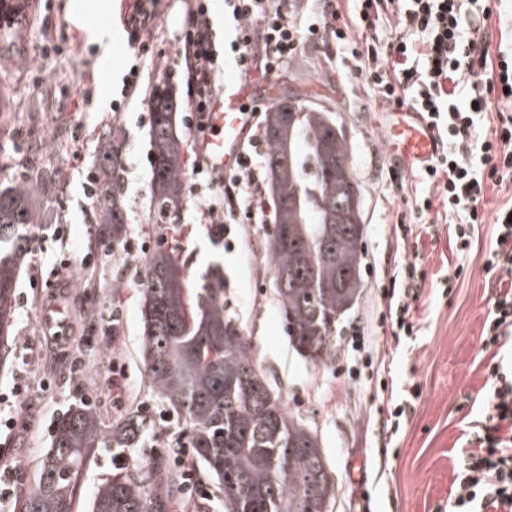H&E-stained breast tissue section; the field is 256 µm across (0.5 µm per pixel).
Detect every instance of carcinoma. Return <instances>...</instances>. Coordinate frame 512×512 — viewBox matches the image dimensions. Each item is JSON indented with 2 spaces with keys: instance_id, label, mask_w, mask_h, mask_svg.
Returning a JSON list of instances; mask_svg holds the SVG:
<instances>
[{
  "instance_id": "carcinoma-1",
  "label": "carcinoma",
  "mask_w": 512,
  "mask_h": 512,
  "mask_svg": "<svg viewBox=\"0 0 512 512\" xmlns=\"http://www.w3.org/2000/svg\"><path fill=\"white\" fill-rule=\"evenodd\" d=\"M146 138L158 205L175 214L184 190L187 142L165 82ZM273 295L288 341L303 358L325 361L346 313L363 288L364 233L350 219L352 185L340 172L348 137L336 113L296 94L263 123ZM102 162L97 223L118 240L127 212L113 187L122 138L115 130L99 147ZM41 187L0 188V364L13 336L11 305L30 227L39 221ZM143 359L150 382L182 417L196 460L218 483L225 512H332L334 480L317 432L288 413L264 375L253 344L224 302V274L215 267L198 282L174 252L159 245L142 271ZM152 426L131 413L111 432L98 414L71 406L54 422L50 446L25 495L22 512H77L80 476L99 448H129ZM167 497L129 471H117L94 493L88 512H163Z\"/></svg>"
}]
</instances>
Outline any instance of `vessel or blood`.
Wrapping results in <instances>:
<instances>
[{
  "label": "vessel or blood",
  "mask_w": 512,
  "mask_h": 512,
  "mask_svg": "<svg viewBox=\"0 0 512 512\" xmlns=\"http://www.w3.org/2000/svg\"><path fill=\"white\" fill-rule=\"evenodd\" d=\"M275 77L259 78L240 76L225 83L224 98L217 104L223 117L220 130L212 143V161L218 168L231 172L238 168L243 158L244 144L254 122L253 108L263 105L273 108L278 99L272 89ZM385 148L397 169L405 170L411 164L423 162L436 154L438 142L432 129L419 113L406 108H396L386 114ZM44 329L54 331L56 340H64L69 330L67 307L60 302L46 307L41 315Z\"/></svg>",
  "instance_id": "obj_1"
}]
</instances>
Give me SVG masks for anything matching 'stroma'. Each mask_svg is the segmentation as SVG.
Listing matches in <instances>:
<instances>
[{
	"label": "stroma",
	"instance_id": "obj_1",
	"mask_svg": "<svg viewBox=\"0 0 512 512\" xmlns=\"http://www.w3.org/2000/svg\"><path fill=\"white\" fill-rule=\"evenodd\" d=\"M91 24L111 29V56H102L84 27L75 25L67 0H25L24 35L0 36V187L47 181L39 201L41 221L29 231L30 248L12 303L14 339L6 367H0V393L21 385L10 405L17 424L0 432V485L9 500L0 512H20L35 471L51 438L54 419L75 404L91 407L104 428L132 411L146 415L152 430L137 447L98 449L81 478L80 503L130 458L147 483L159 479V466L174 468L189 433L181 417L154 390L142 359L141 275L144 255L129 256L103 243L96 206L83 188L86 169L97 167L99 145L120 129L123 148L119 192L127 212L126 236L156 247L152 159L140 98L125 91L137 60L127 44L120 0H84ZM52 36L58 55L39 56L38 42ZM279 92L306 93L314 105L335 112L343 122L350 159L361 189L363 288L325 361L299 356L288 342L273 296L268 229L272 208L264 206L258 224H228L223 239L200 223L190 203L176 217L181 230L171 240L187 274L200 277L220 266L224 297L254 345L270 382L288 411L318 435L335 483L333 512H448L457 450L480 420L486 377L480 334L494 296L483 259L493 227L479 225L473 247L456 250L447 231L438 240L422 234L425 283L412 314L419 331L405 339L403 353L389 325L380 321L381 286L408 255L400 247L394 218L404 204L391 185L384 147L386 108L362 85H350L335 45L322 44L294 57L278 75ZM86 95L80 111L62 104ZM117 101L105 112L102 102ZM82 158H71L72 150ZM68 236L55 238V225ZM89 256L87 266L63 271V256ZM469 272L450 294L438 283L458 264ZM66 289L71 328L63 343L45 335L39 313ZM126 366L125 394L114 403L108 386L113 355ZM419 390L399 432L388 435L382 422L389 398Z\"/></svg>",
	"mask_w": 512,
	"mask_h": 512
}]
</instances>
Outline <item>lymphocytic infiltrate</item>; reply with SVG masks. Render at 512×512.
Returning <instances> with one entry per match:
<instances>
[{
	"instance_id": "obj_1",
	"label": "lymphocytic infiltrate",
	"mask_w": 512,
	"mask_h": 512,
	"mask_svg": "<svg viewBox=\"0 0 512 512\" xmlns=\"http://www.w3.org/2000/svg\"><path fill=\"white\" fill-rule=\"evenodd\" d=\"M210 0H191L174 55L154 45L162 0H134L124 19L129 45L178 88L180 105L195 132L188 197L204 224H255L263 183V147L248 137L242 165L223 173L210 163L206 131L215 129L216 103L224 95L228 60L248 59V72L267 77L288 60L333 39L350 80L368 86L387 108L420 112L441 148L424 166L393 176L404 191L417 179L424 192L406 196L398 216L401 241L418 225L437 236L440 224L458 250L471 249L478 225L492 223L494 244L483 268L495 292L481 332L486 392L484 431L458 451L449 512H512V368L501 353L512 341V206L485 211L486 186L512 179V50L495 43L499 0H224L233 38L218 50ZM497 113L485 125L487 113ZM418 260L406 261L384 295L381 318L397 338L413 335L411 302L422 282Z\"/></svg>"
}]
</instances>
